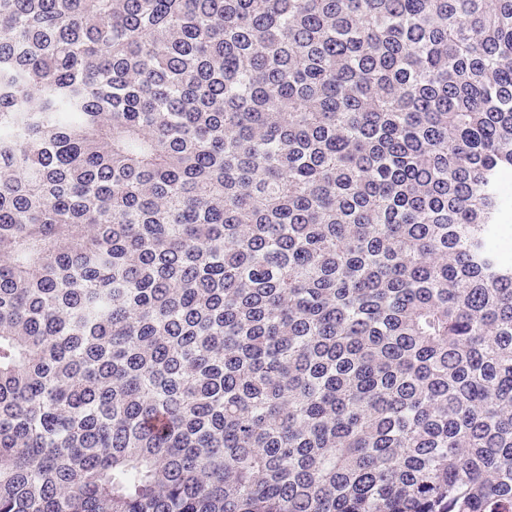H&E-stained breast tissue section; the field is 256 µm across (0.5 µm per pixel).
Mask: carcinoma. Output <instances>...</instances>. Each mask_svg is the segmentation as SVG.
Returning a JSON list of instances; mask_svg holds the SVG:
<instances>
[{
    "label": "carcinoma",
    "instance_id": "cac0c4a2",
    "mask_svg": "<svg viewBox=\"0 0 512 512\" xmlns=\"http://www.w3.org/2000/svg\"><path fill=\"white\" fill-rule=\"evenodd\" d=\"M512 0H0V512H512Z\"/></svg>",
    "mask_w": 512,
    "mask_h": 512
}]
</instances>
